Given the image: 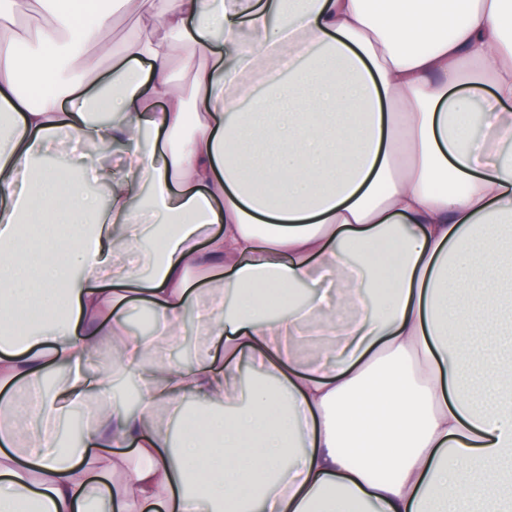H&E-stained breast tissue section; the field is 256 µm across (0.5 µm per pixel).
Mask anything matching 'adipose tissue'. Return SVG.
Listing matches in <instances>:
<instances>
[{"label":"adipose tissue","instance_id":"adipose-tissue-1","mask_svg":"<svg viewBox=\"0 0 512 512\" xmlns=\"http://www.w3.org/2000/svg\"><path fill=\"white\" fill-rule=\"evenodd\" d=\"M37 2L20 51L0 9V411L32 420L0 424V512H504L512 408L474 407L470 353L512 222L506 0H112L138 18L118 47ZM176 43L204 59L188 92ZM91 47L111 73L60 78ZM63 131L124 146L120 172L36 169ZM190 50L180 45H173L170 48V65L176 79L185 88L190 91L191 72L186 64V59L190 56Z\"/></svg>","mask_w":512,"mask_h":512}]
</instances>
